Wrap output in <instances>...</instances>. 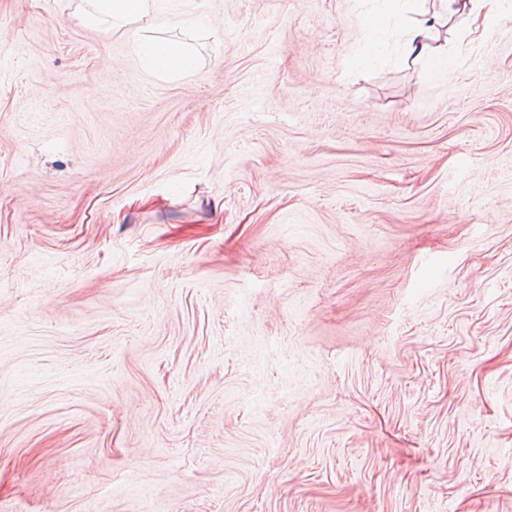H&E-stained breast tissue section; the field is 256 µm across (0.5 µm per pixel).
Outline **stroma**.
Wrapping results in <instances>:
<instances>
[{"label":"stroma","instance_id":"obj_1","mask_svg":"<svg viewBox=\"0 0 512 512\" xmlns=\"http://www.w3.org/2000/svg\"><path fill=\"white\" fill-rule=\"evenodd\" d=\"M79 2L0 0V512H512V0ZM153 0H88L89 9L85 10L83 20L86 26L104 31H112V28H121L126 25L148 19L160 21V24L170 26H205L203 14L190 18L161 17L152 13ZM444 3V10L448 15L468 10L470 16L478 18L484 9L487 14L494 10L497 0H440ZM427 39H431L429 27H414L409 30L404 50L407 57L413 58L412 61H420L426 58L428 70L432 73L435 68L447 62V58L445 59L444 56L439 54L428 53L430 45L426 42ZM135 55L144 68L159 76H175L188 73L196 66V57L178 42L147 37L136 30L131 35Z\"/></svg>","mask_w":512,"mask_h":512}]
</instances>
